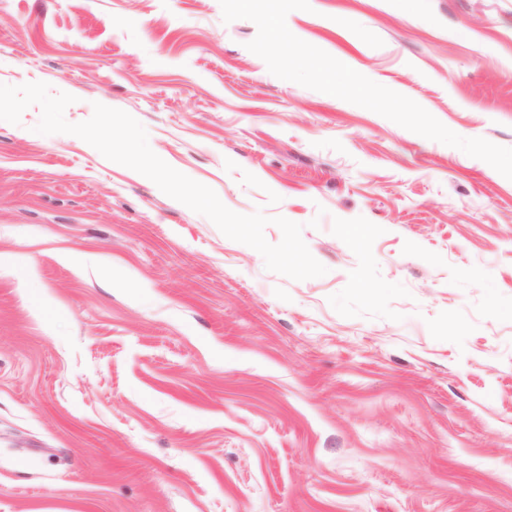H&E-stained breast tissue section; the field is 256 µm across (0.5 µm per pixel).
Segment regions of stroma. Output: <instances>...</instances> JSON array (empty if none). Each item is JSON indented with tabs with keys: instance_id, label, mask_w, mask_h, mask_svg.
Returning <instances> with one entry per match:
<instances>
[{
	"instance_id": "35a3bbf8",
	"label": "stroma",
	"mask_w": 512,
	"mask_h": 512,
	"mask_svg": "<svg viewBox=\"0 0 512 512\" xmlns=\"http://www.w3.org/2000/svg\"><path fill=\"white\" fill-rule=\"evenodd\" d=\"M310 3L295 36L512 148V0ZM256 35L219 0H0V84L129 113L327 269L267 270L39 106L0 120V512H512V180Z\"/></svg>"
}]
</instances>
